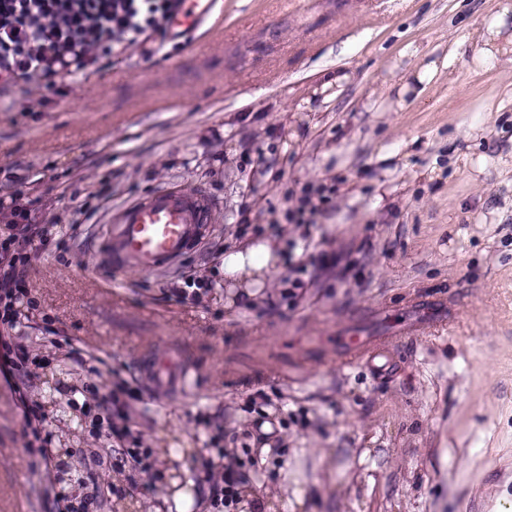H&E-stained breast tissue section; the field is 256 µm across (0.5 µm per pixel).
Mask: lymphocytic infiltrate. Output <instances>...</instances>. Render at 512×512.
Segmentation results:
<instances>
[{
  "mask_svg": "<svg viewBox=\"0 0 512 512\" xmlns=\"http://www.w3.org/2000/svg\"><path fill=\"white\" fill-rule=\"evenodd\" d=\"M179 5L180 0H0V78L27 80L57 66L80 68L102 55L123 57L130 47L150 41L163 50L168 22ZM51 240L50 230L32 224L23 208L12 210L10 224L0 230V378L15 393L31 449L44 448L53 430L29 402L35 375L27 349L12 331L28 274ZM133 397L127 385H105L80 410L91 418L96 433L118 442L114 448L90 449L92 463L147 474L153 468L150 454L128 445ZM203 473L211 512H227L240 494L232 464L210 457L203 462Z\"/></svg>",
  "mask_w": 512,
  "mask_h": 512,
  "instance_id": "1",
  "label": "lymphocytic infiltrate"
}]
</instances>
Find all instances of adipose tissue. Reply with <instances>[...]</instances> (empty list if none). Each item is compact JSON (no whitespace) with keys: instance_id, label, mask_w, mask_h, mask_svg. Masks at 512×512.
I'll return each mask as SVG.
<instances>
[{"instance_id":"ef3b65f1","label":"adipose tissue","mask_w":512,"mask_h":512,"mask_svg":"<svg viewBox=\"0 0 512 512\" xmlns=\"http://www.w3.org/2000/svg\"><path fill=\"white\" fill-rule=\"evenodd\" d=\"M279 254L269 239L251 242L248 246L228 252L224 256V275L240 290L241 297L252 298L265 284L267 276L276 267Z\"/></svg>"}]
</instances>
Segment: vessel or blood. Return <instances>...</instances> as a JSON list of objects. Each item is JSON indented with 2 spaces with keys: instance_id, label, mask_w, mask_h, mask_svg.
Masks as SVG:
<instances>
[{
  "instance_id": "1",
  "label": "vessel or blood",
  "mask_w": 512,
  "mask_h": 512,
  "mask_svg": "<svg viewBox=\"0 0 512 512\" xmlns=\"http://www.w3.org/2000/svg\"><path fill=\"white\" fill-rule=\"evenodd\" d=\"M216 0H184L171 21V30L183 33L202 26L211 15ZM213 202L205 195L185 191H161L119 209L117 223L107 240V249L115 269L130 266L157 271L178 261L206 235L212 222ZM415 322L447 327L444 306L440 303L418 305ZM145 377L160 395L183 390L187 376L177 353L166 361L150 365Z\"/></svg>"
}]
</instances>
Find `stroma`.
Returning <instances> with one entry per match:
<instances>
[{"instance_id": "stroma-1", "label": "stroma", "mask_w": 512, "mask_h": 512, "mask_svg": "<svg viewBox=\"0 0 512 512\" xmlns=\"http://www.w3.org/2000/svg\"><path fill=\"white\" fill-rule=\"evenodd\" d=\"M495 14L512 40V0H218L163 52L0 85V225L19 191L56 239L19 330L67 375L57 416L85 373L50 329L133 388L184 358L186 392L130 408L151 473L100 481L169 512L161 451L186 448L207 512L193 457L217 434L237 512H512V62L476 61ZM168 185L214 199L207 235L169 269L113 273L112 209ZM306 195L315 223L290 222ZM260 237L277 266L229 303L224 253ZM191 275L214 283L196 306L170 295ZM432 300L449 327L386 342L388 372L337 364L338 329ZM23 446L0 379V512H54L55 461Z\"/></svg>"}]
</instances>
